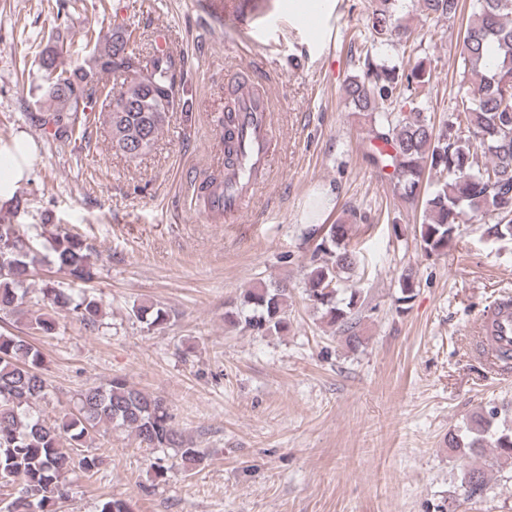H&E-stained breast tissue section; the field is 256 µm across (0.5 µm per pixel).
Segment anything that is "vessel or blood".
Listing matches in <instances>:
<instances>
[{
  "label": "vessel or blood",
  "mask_w": 512,
  "mask_h": 512,
  "mask_svg": "<svg viewBox=\"0 0 512 512\" xmlns=\"http://www.w3.org/2000/svg\"><path fill=\"white\" fill-rule=\"evenodd\" d=\"M251 23L252 10L247 0H226V28L246 35L252 30ZM232 111L235 137L243 156L250 158L256 169H263L273 136L270 105L264 90L259 89L252 79L238 80ZM254 190V181L243 182L233 172H225L223 186L206 192L197 210L209 217L243 212ZM473 333L481 338L480 355L512 347V303L503 302L482 314L474 325Z\"/></svg>",
  "instance_id": "1"
}]
</instances>
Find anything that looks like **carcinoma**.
<instances>
[{
	"label": "carcinoma",
	"mask_w": 512,
	"mask_h": 512,
	"mask_svg": "<svg viewBox=\"0 0 512 512\" xmlns=\"http://www.w3.org/2000/svg\"><path fill=\"white\" fill-rule=\"evenodd\" d=\"M423 11L451 20L468 12L458 59L459 83L453 97L454 120L435 125L417 101V88L431 72L422 61L408 70L375 61L377 46L408 44L413 31L393 20L394 0H379L371 24L356 38L362 46V74L348 79L346 100L369 118L371 166L386 177L392 195L416 206L423 203L420 245L428 254H444L460 235L461 224L473 220L488 238L512 235V0H419ZM133 31L114 26L102 38L87 27L68 40L67 48L48 42L38 52L40 97L36 111L42 125L59 139H71L85 125L86 113L100 108L115 151L137 158L154 146L168 113L178 105L172 55L156 49L144 58L126 50ZM75 58L63 67V55ZM122 76L118 91L106 89L107 76ZM233 114H224L225 168L245 171L234 147ZM344 224L315 227L320 238L308 265L304 292L321 310V318L351 347L357 334L362 302L349 289L348 302H336L356 265ZM52 264L71 282L89 283L96 275L92 248L59 224L45 229ZM43 261L37 244L19 225L0 222V311H16L28 296L31 268ZM418 281L412 269L398 278L397 302L415 296ZM43 298L72 311L81 322L96 324L101 301L84 289H64L54 281L40 288ZM288 281L271 280L246 289L240 303L224 311V324L256 336L288 331ZM147 328L167 324L171 311L154 303L133 306ZM29 329L48 336L56 321L34 310ZM43 353L20 336L0 333V488H12L0 512H54L69 498V475L97 472L99 459L77 455L96 426L108 422L134 434L142 448H176L178 466L189 472L205 460L203 450L172 425L165 401L116 376L105 386H91L77 397V414L48 422L32 413L45 397ZM498 407L473 414L468 435L448 434V447L462 463L461 495L483 493L493 466L512 467V427L492 430Z\"/></svg>",
	"instance_id": "1"
}]
</instances>
